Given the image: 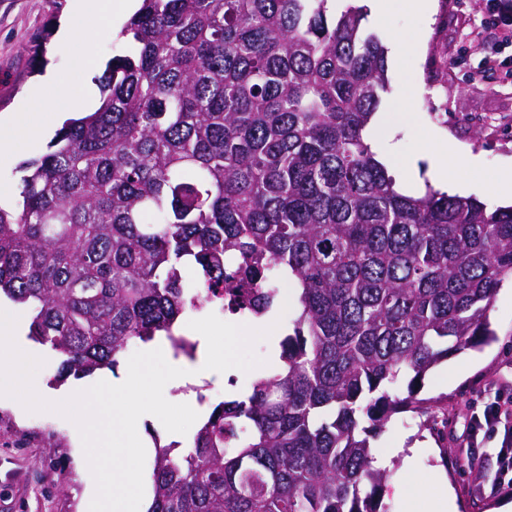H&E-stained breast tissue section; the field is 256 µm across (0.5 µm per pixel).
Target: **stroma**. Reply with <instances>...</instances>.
<instances>
[{
  "instance_id": "35a3bbf8",
  "label": "stroma",
  "mask_w": 512,
  "mask_h": 512,
  "mask_svg": "<svg viewBox=\"0 0 512 512\" xmlns=\"http://www.w3.org/2000/svg\"><path fill=\"white\" fill-rule=\"evenodd\" d=\"M434 12L394 8L374 32L381 42L394 35L412 40L388 64L389 91L375 116L380 134L393 135L395 156L386 164L415 163L435 143L450 139L464 152L479 156L476 172L457 168L456 193L497 205L493 194L501 173L512 167V28L488 23L481 0H435ZM77 0H0V115H22L40 126L44 113L27 106L34 82L53 74L75 96L82 95L89 75H102L109 59L122 48L116 36L66 39L60 27ZM404 113H397V106ZM494 341L453 355L434 368L419 393L434 415V429L423 428L424 415H394L371 445L387 454L405 437L418 440L410 484L387 481L383 503L388 512H424L411 484L429 483L445 473L461 512H490L497 502L494 483L512 482L499 451L502 438L473 431L474 417L494 401L512 405V283L498 289L489 311ZM21 350L44 358L35 387L65 397L77 385L110 380L104 368L82 379L54 381L57 365L46 349L17 336ZM83 455L76 426L54 412L30 413L15 399L0 400V512H80L79 504L94 493L87 471L77 468Z\"/></svg>"
}]
</instances>
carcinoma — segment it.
I'll return each mask as SVG.
<instances>
[{
	"label": "carcinoma",
	"instance_id": "carcinoma-1",
	"mask_svg": "<svg viewBox=\"0 0 512 512\" xmlns=\"http://www.w3.org/2000/svg\"><path fill=\"white\" fill-rule=\"evenodd\" d=\"M332 0H141L108 93L19 167L0 205V296L58 360L115 368L210 305V288L294 290L280 364L218 403L147 512H387L370 439L449 354L494 338L512 207L410 196L364 135L387 92L362 9Z\"/></svg>",
	"mask_w": 512,
	"mask_h": 512
}]
</instances>
